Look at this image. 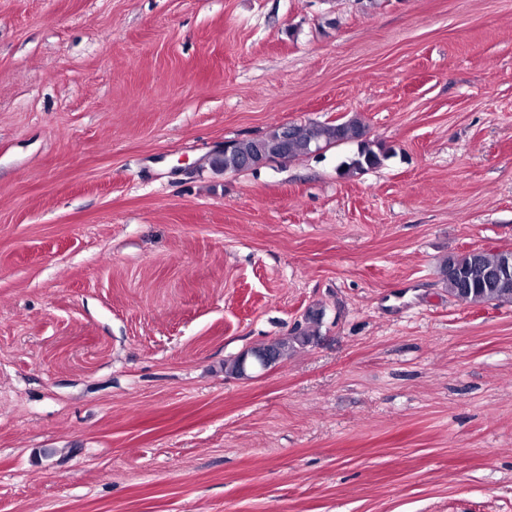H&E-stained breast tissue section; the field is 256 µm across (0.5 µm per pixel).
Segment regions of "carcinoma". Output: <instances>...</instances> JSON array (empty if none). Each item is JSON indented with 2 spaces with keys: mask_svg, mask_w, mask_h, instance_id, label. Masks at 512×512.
I'll use <instances>...</instances> for the list:
<instances>
[{
  "mask_svg": "<svg viewBox=\"0 0 512 512\" xmlns=\"http://www.w3.org/2000/svg\"><path fill=\"white\" fill-rule=\"evenodd\" d=\"M365 126L357 119L338 121L334 124L311 122L292 126L284 133L277 126L258 138L232 141L230 150L215 162L216 167L226 172H238L251 168V162L266 155L275 147L280 150L270 161L290 160L308 155L324 144L358 145V152L345 165L347 171H364L381 164L382 154L373 150L365 139ZM509 252H490L474 249L463 254L450 256L441 265L443 282L448 294L465 302L512 303V285L499 287L494 281L496 270ZM312 334L301 329L291 336L278 340L271 345L252 351V355L268 353L279 361L288 356L298 346L310 342Z\"/></svg>",
  "mask_w": 512,
  "mask_h": 512,
  "instance_id": "1",
  "label": "carcinoma"
}]
</instances>
